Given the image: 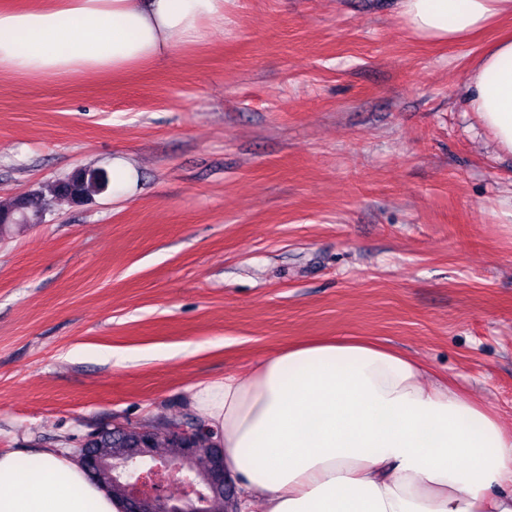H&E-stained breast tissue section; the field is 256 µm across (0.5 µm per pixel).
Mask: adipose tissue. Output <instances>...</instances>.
<instances>
[{
    "label": "adipose tissue",
    "mask_w": 512,
    "mask_h": 512,
    "mask_svg": "<svg viewBox=\"0 0 512 512\" xmlns=\"http://www.w3.org/2000/svg\"><path fill=\"white\" fill-rule=\"evenodd\" d=\"M225 0L0 5V75H122L170 61L224 24ZM412 33L456 44L512 0H398ZM466 104L512 155V31L466 75ZM235 512H512V429L417 360L351 336L290 343L246 375L198 386ZM0 512H123L74 457L0 453Z\"/></svg>",
    "instance_id": "ef3b65f1"
}]
</instances>
